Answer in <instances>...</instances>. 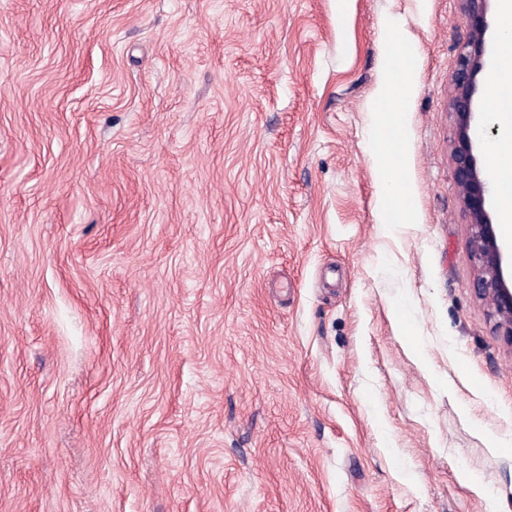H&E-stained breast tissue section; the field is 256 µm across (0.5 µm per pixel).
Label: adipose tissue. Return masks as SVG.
Here are the masks:
<instances>
[{
	"mask_svg": "<svg viewBox=\"0 0 512 512\" xmlns=\"http://www.w3.org/2000/svg\"><path fill=\"white\" fill-rule=\"evenodd\" d=\"M385 38L391 48V60L379 97L391 102L394 109L377 115L375 177L385 193L382 208L387 223L409 224L413 221V211L401 190L404 116L400 107L411 93L413 58L405 51L403 35L398 29L389 28Z\"/></svg>",
	"mask_w": 512,
	"mask_h": 512,
	"instance_id": "1",
	"label": "adipose tissue"
}]
</instances>
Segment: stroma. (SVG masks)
<instances>
[{
    "label": "stroma",
    "mask_w": 512,
    "mask_h": 512,
    "mask_svg": "<svg viewBox=\"0 0 512 512\" xmlns=\"http://www.w3.org/2000/svg\"><path fill=\"white\" fill-rule=\"evenodd\" d=\"M389 25L411 224L373 175ZM467 34L459 0H0V512H512ZM460 1L468 38L458 50L449 100L455 125L451 150L453 174L459 199L469 217V251L474 269L475 296L486 306L497 334L512 345V272L509 286L503 268L504 247L498 224L492 223L488 212L496 186L475 155L474 95L476 76L485 63L488 2L491 0Z\"/></svg>",
    "instance_id": "1"
}]
</instances>
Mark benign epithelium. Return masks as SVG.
<instances>
[{
	"label": "benign epithelium",
	"mask_w": 512,
	"mask_h": 512,
	"mask_svg": "<svg viewBox=\"0 0 512 512\" xmlns=\"http://www.w3.org/2000/svg\"><path fill=\"white\" fill-rule=\"evenodd\" d=\"M490 0H461L468 38L459 47L449 106L455 125L451 150L459 199L469 217V251L475 296L494 320L495 331L512 344V285L504 273V247L488 204L496 192L493 179L475 155L476 76L484 67Z\"/></svg>",
	"instance_id": "obj_1"
}]
</instances>
